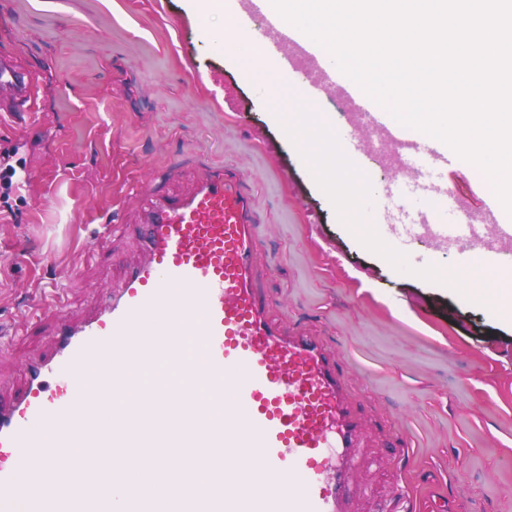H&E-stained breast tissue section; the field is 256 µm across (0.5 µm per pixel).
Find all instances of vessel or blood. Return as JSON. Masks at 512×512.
<instances>
[{"mask_svg":"<svg viewBox=\"0 0 512 512\" xmlns=\"http://www.w3.org/2000/svg\"><path fill=\"white\" fill-rule=\"evenodd\" d=\"M264 2L249 0V13L265 20L267 53L283 68L305 70L310 93L333 92L349 115L366 119L406 155L424 154L439 168L455 163L453 152L386 125ZM0 91L18 112L38 94L7 55L0 56ZM139 191L152 202L142 260L82 324L60 323L53 354L32 361L26 390L0 404V512H347L361 425L333 353L315 337L284 334L258 291L257 214L243 177L213 166L190 194L161 196L151 182ZM416 196L417 214L437 236L457 237L471 220L467 213L449 219L447 188L425 183ZM187 320L199 324L201 352L193 359L180 342ZM202 370L214 387L199 409L191 386ZM90 371L112 387L127 446H183L189 466H206L208 485L196 483L188 466L160 490L124 487L114 505L100 489L112 439L96 410L75 409ZM58 379L65 382L59 391L52 387ZM227 401L242 412V424L215 416ZM77 439L93 451L79 461L77 478L30 492L28 477L44 448H69ZM228 448L256 449L260 469L242 479L240 464L224 463Z\"/></svg>","mask_w":512,"mask_h":512,"instance_id":"vessel-or-blood-1","label":"vessel or blood"}]
</instances>
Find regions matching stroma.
<instances>
[{
  "instance_id": "stroma-1",
  "label": "stroma",
  "mask_w": 512,
  "mask_h": 512,
  "mask_svg": "<svg viewBox=\"0 0 512 512\" xmlns=\"http://www.w3.org/2000/svg\"><path fill=\"white\" fill-rule=\"evenodd\" d=\"M190 0H0V52L32 71L35 112L0 117V155L33 173L0 201V401L50 355L57 316L91 315L140 259L131 187L166 168L169 192L207 167L243 174L256 205L257 269L285 328L337 354L364 425L351 512H512V323L498 307L395 271L337 218L264 90L207 32ZM456 203L512 223L467 165L429 171ZM115 210L126 233L95 242ZM411 266L462 252L403 236ZM56 313L38 316L53 286ZM405 482L411 502L393 493Z\"/></svg>"
}]
</instances>
